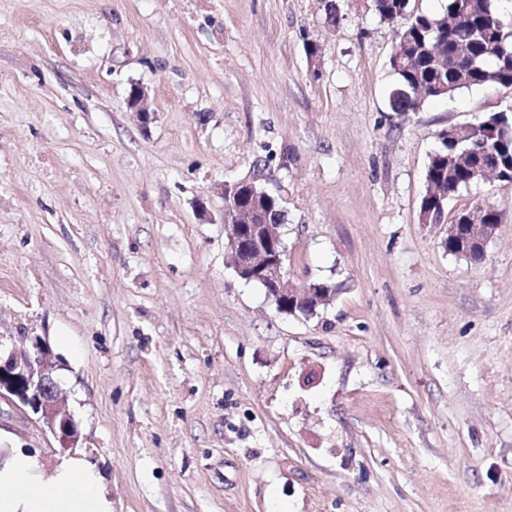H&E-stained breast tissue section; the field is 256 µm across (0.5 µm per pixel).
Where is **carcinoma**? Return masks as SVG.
<instances>
[{
	"label": "carcinoma",
	"mask_w": 512,
	"mask_h": 512,
	"mask_svg": "<svg viewBox=\"0 0 512 512\" xmlns=\"http://www.w3.org/2000/svg\"><path fill=\"white\" fill-rule=\"evenodd\" d=\"M383 20L403 19L398 52L390 65L396 75L392 107L417 111L426 101L459 90L498 84L512 87V30L493 25L497 17L492 0H448L443 13L414 11L411 0H374ZM512 121V113L495 112L466 127L464 136L450 137L429 160L427 184H442L451 196L476 182L474 171L499 165L512 169V135L493 138L492 128ZM263 218L283 221L278 199L268 192L256 194Z\"/></svg>",
	"instance_id": "cac0c4a2"
}]
</instances>
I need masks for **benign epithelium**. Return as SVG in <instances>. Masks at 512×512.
<instances>
[{"mask_svg": "<svg viewBox=\"0 0 512 512\" xmlns=\"http://www.w3.org/2000/svg\"><path fill=\"white\" fill-rule=\"evenodd\" d=\"M130 109L137 112L139 121L147 126L154 119L148 105V94L137 86L128 99ZM247 217L239 221V209L223 210L224 234L231 265L236 275L247 282H259L266 296L283 314L313 316L319 306L327 305L336 289L300 286L288 277L287 251L281 225L258 223L260 212L245 208ZM497 231L492 224L448 225V240L460 250L484 252L485 245ZM58 359L47 343L35 340L33 350L0 348V400L8 401L20 411L37 415L45 432H50L63 448H73L78 442L76 423L66 409L57 378Z\"/></svg>", "mask_w": 512, "mask_h": 512, "instance_id": "7a95c632", "label": "benign epithelium"}]
</instances>
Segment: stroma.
<instances>
[{"mask_svg":"<svg viewBox=\"0 0 512 512\" xmlns=\"http://www.w3.org/2000/svg\"><path fill=\"white\" fill-rule=\"evenodd\" d=\"M335 3L0 0V340L58 357L112 512H512V183L420 213L439 132L512 88L395 111L397 24ZM253 176L289 278L337 287L312 317L229 263L218 189ZM17 450L67 454L0 402ZM130 109L137 112L142 125H149L154 119V112L148 105V94L142 87H134L131 98L128 99ZM482 224H458L457 220L453 224L448 226V240L455 243V246L460 250L471 253L472 250L475 252L484 253V248L489 239L495 234L497 229L492 224L500 225L501 216L500 213L494 209V207L488 206L480 210ZM452 242L448 241L449 253L467 257L470 259H477L475 255L463 254L460 250L455 249Z\"/></svg>","mask_w":512,"mask_h":512,"instance_id":"35a3bbf8","label":"stroma"}]
</instances>
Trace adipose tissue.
<instances>
[{
  "mask_svg": "<svg viewBox=\"0 0 512 512\" xmlns=\"http://www.w3.org/2000/svg\"><path fill=\"white\" fill-rule=\"evenodd\" d=\"M0 512H112V503L84 456L64 457L48 469L17 452L0 461Z\"/></svg>",
  "mask_w": 512,
  "mask_h": 512,
  "instance_id": "1",
  "label": "adipose tissue"
}]
</instances>
